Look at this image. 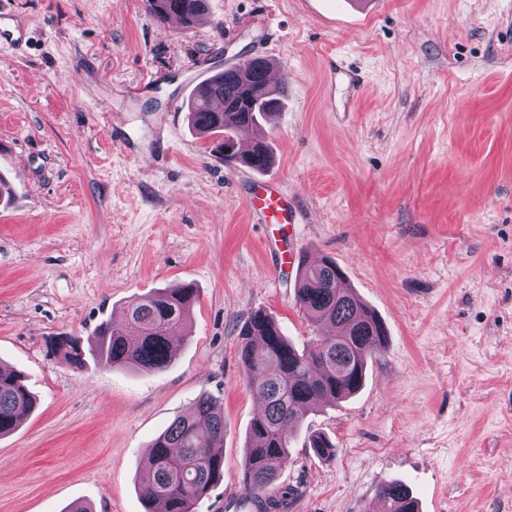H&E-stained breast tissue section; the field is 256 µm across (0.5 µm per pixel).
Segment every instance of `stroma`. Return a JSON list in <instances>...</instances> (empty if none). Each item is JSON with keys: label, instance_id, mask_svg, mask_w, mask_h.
<instances>
[{"label": "stroma", "instance_id": "35a3bbf8", "mask_svg": "<svg viewBox=\"0 0 512 512\" xmlns=\"http://www.w3.org/2000/svg\"><path fill=\"white\" fill-rule=\"evenodd\" d=\"M357 2L210 0L187 30L146 0H11L28 34L0 48V362L37 404L0 437V512H146L148 447L202 394L224 407V475L199 512L243 492L239 331L262 308L297 347L319 336L263 247L279 225L249 207L266 174L303 261L335 259L388 330L362 389L297 428L273 485L287 512H374L389 481L420 512H512V0ZM242 53L287 89L263 174L187 121L193 87ZM331 60L362 74L357 99L340 82L327 105ZM185 283L198 300L163 372L77 370L51 347Z\"/></svg>", "mask_w": 512, "mask_h": 512}]
</instances>
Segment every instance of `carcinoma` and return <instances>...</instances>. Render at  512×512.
<instances>
[{"label": "carcinoma", "mask_w": 512, "mask_h": 512, "mask_svg": "<svg viewBox=\"0 0 512 512\" xmlns=\"http://www.w3.org/2000/svg\"><path fill=\"white\" fill-rule=\"evenodd\" d=\"M160 21L180 16L189 29L203 22L209 0H148ZM269 60L256 57L245 68L235 65L209 76L193 90L187 104L188 121L211 139L210 151L254 171L272 163L269 143L258 140L250 159H242L239 145L260 120L282 110L286 90L263 79ZM232 153L224 155V144ZM181 288H158L132 301L119 322H105L84 348L79 336H64L58 345L65 361L82 370L87 357L103 367L123 366L160 373L171 362L174 333L187 322L191 303ZM296 302L308 323L332 326L336 334L298 349L276 320L262 309L253 311L241 327L240 358L245 381L259 406L249 429L243 458V482L257 512H278L286 495L271 487L291 460L292 431L307 410L322 401L341 402L363 386L369 358L387 347V331L378 316L353 292L335 261L301 262L295 281ZM34 406V397L15 370L0 366V436L16 429ZM224 442V409L212 396L200 395L190 413L175 420L150 445V468L140 490L147 512H198L214 483L224 474V456L216 451ZM319 458H328L332 445L322 434L310 437ZM410 495L403 483L391 481L379 491L378 512H406Z\"/></svg>", "instance_id": "cac0c4a2"}]
</instances>
